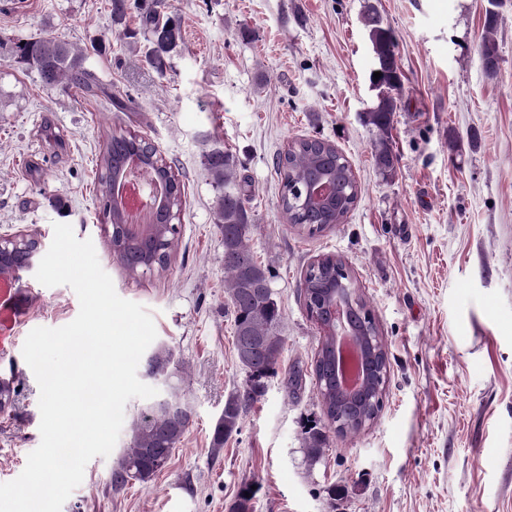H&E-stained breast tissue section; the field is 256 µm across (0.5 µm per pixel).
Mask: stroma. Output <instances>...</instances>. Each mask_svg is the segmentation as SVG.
Listing matches in <instances>:
<instances>
[{
  "mask_svg": "<svg viewBox=\"0 0 512 512\" xmlns=\"http://www.w3.org/2000/svg\"><path fill=\"white\" fill-rule=\"evenodd\" d=\"M183 45L166 75L141 62L114 24L110 0H0V237L54 223L92 240L117 294L151 313L156 345L184 368L177 395L192 421L167 465L146 484L110 488L147 405L134 398L108 457H95L62 512H229L240 493L253 512H512V0L495 35L499 71L479 45L486 0H166ZM375 6L397 39L402 85L392 129L400 162L375 171L362 122L376 61L363 25ZM59 37L105 53L86 62L101 94L43 86L13 43ZM129 97L115 111L111 97ZM148 138L182 185L178 246L168 271L133 280L111 256L96 197L103 135ZM330 141L361 195L344 223L308 235L279 207L275 158L299 138ZM216 147L236 163L252 215L249 246L269 268L284 339L275 373L221 450L213 429L246 375L224 293L219 190L205 165ZM342 258L357 278L388 353L386 396L372 425L329 433L308 466L307 427L323 424L312 375L322 332L300 295L307 266ZM28 295L0 378L16 395L0 412V483L23 471L41 441L39 386L22 347L37 327L79 312L66 285L22 276ZM344 487L347 497L330 491Z\"/></svg>",
  "mask_w": 512,
  "mask_h": 512,
  "instance_id": "1",
  "label": "stroma"
}]
</instances>
